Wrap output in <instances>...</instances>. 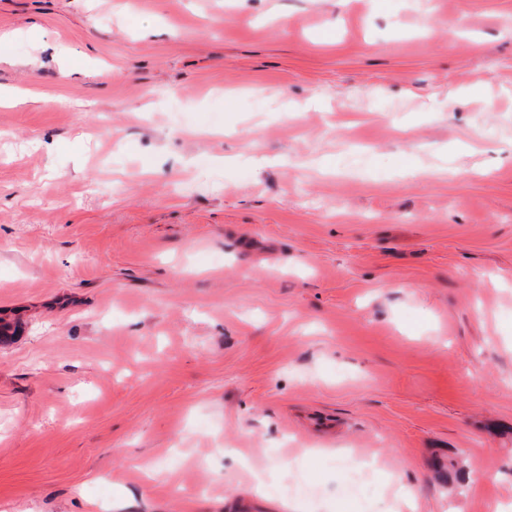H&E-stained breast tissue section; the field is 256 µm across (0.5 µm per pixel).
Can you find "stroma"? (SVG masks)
I'll return each instance as SVG.
<instances>
[{
    "label": "stroma",
    "mask_w": 512,
    "mask_h": 512,
    "mask_svg": "<svg viewBox=\"0 0 512 512\" xmlns=\"http://www.w3.org/2000/svg\"><path fill=\"white\" fill-rule=\"evenodd\" d=\"M0 49V512H512V0H0Z\"/></svg>",
    "instance_id": "1"
}]
</instances>
